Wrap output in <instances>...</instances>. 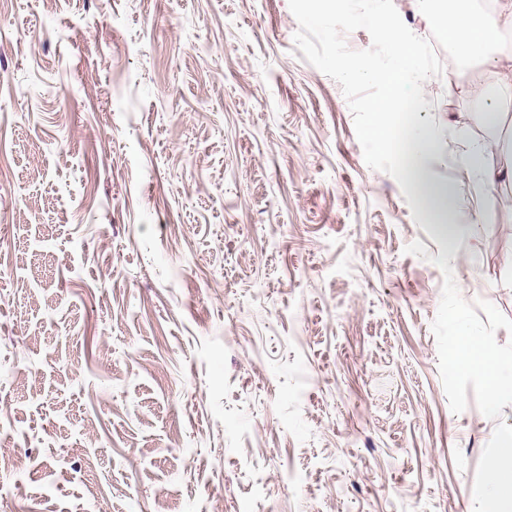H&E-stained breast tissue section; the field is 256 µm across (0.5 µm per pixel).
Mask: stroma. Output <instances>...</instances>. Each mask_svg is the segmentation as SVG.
Wrapping results in <instances>:
<instances>
[{"label":"stroma","instance_id":"35a3bbf8","mask_svg":"<svg viewBox=\"0 0 512 512\" xmlns=\"http://www.w3.org/2000/svg\"><path fill=\"white\" fill-rule=\"evenodd\" d=\"M298 29L288 0H0V512H473L497 422L451 411L431 324L440 256L512 319V183L460 163L500 135L488 69L419 108L447 237Z\"/></svg>","mask_w":512,"mask_h":512}]
</instances>
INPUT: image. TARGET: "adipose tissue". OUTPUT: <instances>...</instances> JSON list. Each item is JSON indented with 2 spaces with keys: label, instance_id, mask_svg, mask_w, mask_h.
<instances>
[{
  "label": "adipose tissue",
  "instance_id": "1",
  "mask_svg": "<svg viewBox=\"0 0 512 512\" xmlns=\"http://www.w3.org/2000/svg\"><path fill=\"white\" fill-rule=\"evenodd\" d=\"M418 4L422 17L457 49L460 60L480 56L492 64V87L482 86L472 92L481 102L484 116L512 105V45L501 39L503 32L512 30V0H496L494 8L487 13L474 12L469 0H440L435 7L429 5L428 0H418ZM380 35L395 44L397 64L389 69H367L351 64L346 73L350 79H366L380 86V96L368 105L372 115L369 133L379 143L387 145L394 141L388 114L402 104L409 110H416L430 79L425 74L411 81L406 78V68L419 51L415 41L404 38L391 24L384 26ZM398 143L403 177L414 188L427 218H441L454 205L455 199L452 190L431 180L425 168V160L434 149V135L424 125L411 120L404 138Z\"/></svg>",
  "mask_w": 512,
  "mask_h": 512
}]
</instances>
